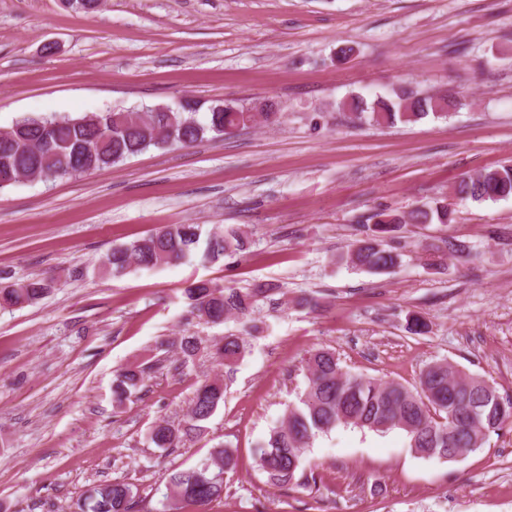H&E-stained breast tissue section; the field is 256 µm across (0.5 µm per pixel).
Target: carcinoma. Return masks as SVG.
Instances as JSON below:
<instances>
[{"label":"carcinoma","mask_w":512,"mask_h":512,"mask_svg":"<svg viewBox=\"0 0 512 512\" xmlns=\"http://www.w3.org/2000/svg\"><path fill=\"white\" fill-rule=\"evenodd\" d=\"M453 102L444 95L421 96L404 88L379 96L372 103L357 98L348 103L359 121L392 125L416 122L429 114L448 112ZM102 113L80 117L23 116L0 130V189L20 174L38 173L48 177L79 176L109 168L151 147H191L203 140H222L241 127L273 121L275 112H249L224 102L198 112H168L150 109L125 124L99 121ZM452 194L461 201L481 202L512 197V164L460 177ZM455 210L437 200L408 212L379 209L368 216L373 227L366 238L354 244L345 262L370 272H383L402 263L400 251L388 244L402 224H451ZM250 233L242 227L210 232L203 257L217 260L244 250ZM198 224H169L154 233L112 248L100 272L120 276L133 267L154 268L188 258L200 245ZM50 288L42 279H28L0 287V308L24 307L38 301ZM274 290L258 284L245 290L211 280H201L185 290L189 313L206 323L230 319L243 322L244 335L259 332L252 315L258 302ZM168 347L180 365L193 361L203 351L219 365L230 366L245 354L243 335L230 334L208 346L194 335L160 342ZM145 368L131 363L119 371L113 393L118 404L137 396L144 386ZM307 384L298 402L288 407L283 420L271 429L258 448V466L268 482L277 487L307 486L316 482L314 473L302 467L303 453L312 440L338 426L378 434L399 429L408 447L422 458L451 461L482 448L489 435L512 422V399L502 398L485 379L468 375L454 364L440 360L421 372L418 388L398 382L352 374L340 365L331 350H317L306 361ZM224 403V381L218 376L205 379L195 390L189 410L178 425L158 418L150 431V442L165 451L178 447L182 438L203 431L218 407ZM236 466L231 449L219 445L200 464L173 470L167 480L169 510L187 502L206 512V507L224 496V475ZM132 487L120 480L92 489L80 505L81 512H134Z\"/></svg>","instance_id":"cac0c4a2"}]
</instances>
